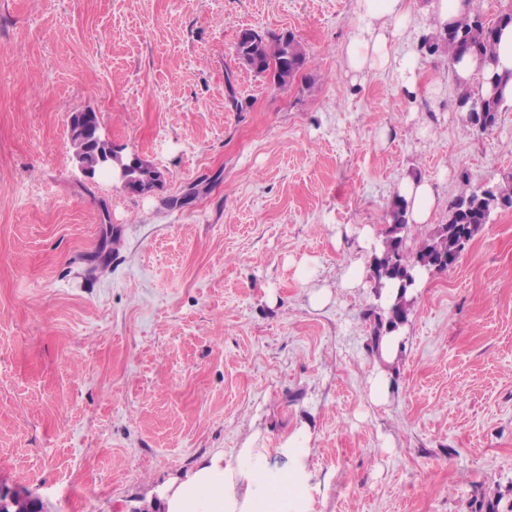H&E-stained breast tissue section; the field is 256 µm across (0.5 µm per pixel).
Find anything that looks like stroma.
Listing matches in <instances>:
<instances>
[{"label":"stroma","mask_w":512,"mask_h":512,"mask_svg":"<svg viewBox=\"0 0 512 512\" xmlns=\"http://www.w3.org/2000/svg\"><path fill=\"white\" fill-rule=\"evenodd\" d=\"M354 6L0 0V486L130 512L306 420L312 512H512V209L424 278L380 406L375 283L341 285L370 258L332 242L383 232L405 177L439 181L438 225L465 186L512 176V106L476 131L440 56L419 55L413 104L389 71L350 84ZM244 29L293 33L306 68L273 87L239 63ZM87 109L158 187L84 176L67 124ZM304 258L332 291L319 310Z\"/></svg>","instance_id":"1"}]
</instances>
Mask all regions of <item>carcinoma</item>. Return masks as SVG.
<instances>
[{
	"label": "carcinoma",
	"mask_w": 512,
	"mask_h": 512,
	"mask_svg": "<svg viewBox=\"0 0 512 512\" xmlns=\"http://www.w3.org/2000/svg\"><path fill=\"white\" fill-rule=\"evenodd\" d=\"M511 24L512 11L500 15L491 24L475 15L423 37L420 43L421 49L430 55L462 57L470 54L481 59L484 71L477 89L461 88L458 94V104L466 112L467 121L480 132L497 126L503 109V89L512 80L511 74L502 75L495 70L493 58L498 30ZM236 55L242 66L277 88L290 85L307 64L303 45L290 32L265 36L245 29L239 33ZM485 84L490 86L486 94L482 92ZM130 174L143 190L152 189L160 179V175L140 161ZM503 203L512 205V176L495 184L462 191L449 204L448 223L432 231L418 232L414 237L415 249L411 250L407 246L411 233L407 204L398 196L392 198L386 212L382 249L373 256L372 277L377 287L398 290V298L383 310L385 319L378 320L374 327V341H380L382 336L408 321L410 301L406 295L418 285L417 272L448 271L465 249L463 240H472L483 228L485 214L501 210Z\"/></svg>",
	"instance_id": "carcinoma-1"
}]
</instances>
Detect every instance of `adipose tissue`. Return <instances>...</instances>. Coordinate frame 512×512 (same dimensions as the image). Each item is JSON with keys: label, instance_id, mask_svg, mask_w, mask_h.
Wrapping results in <instances>:
<instances>
[{"label": "adipose tissue", "instance_id": "adipose-tissue-1", "mask_svg": "<svg viewBox=\"0 0 512 512\" xmlns=\"http://www.w3.org/2000/svg\"><path fill=\"white\" fill-rule=\"evenodd\" d=\"M355 15L356 27L342 47L348 71L359 79L376 69H391L403 94L417 95L421 73L416 54L393 50L411 22L408 0H355ZM395 192L408 205L410 223L417 225L429 223L440 203L428 178H404ZM403 339L398 330L380 340L377 366L369 378L373 404H384L390 396L388 368L397 360ZM312 438L306 422L282 436L273 449L252 434L239 448L236 464L225 463L219 451L172 478L159 492L163 512H311Z\"/></svg>", "mask_w": 512, "mask_h": 512}]
</instances>
